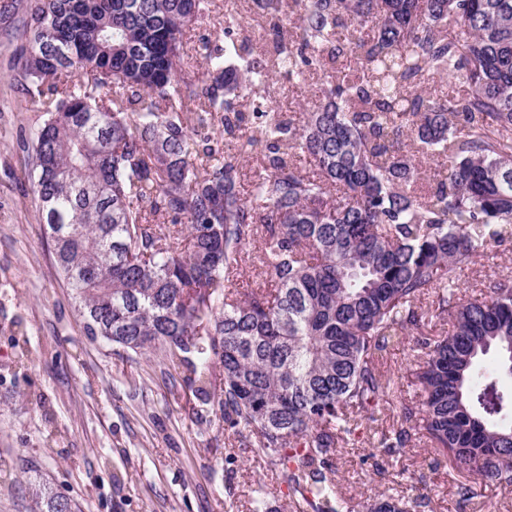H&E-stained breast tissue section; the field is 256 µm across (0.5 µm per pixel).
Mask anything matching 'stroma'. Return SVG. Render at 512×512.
<instances>
[{
	"label": "stroma",
	"mask_w": 512,
	"mask_h": 512,
	"mask_svg": "<svg viewBox=\"0 0 512 512\" xmlns=\"http://www.w3.org/2000/svg\"><path fill=\"white\" fill-rule=\"evenodd\" d=\"M30 3L15 0L0 22V512H33L42 489L79 512H253L260 488L267 512H297L250 433L215 415L217 393L200 391L192 367L86 336L24 177L31 138L45 120L27 109L25 82L12 68ZM223 24L224 0H212L190 28L186 83L198 84L204 72L200 39ZM500 276L512 277V249L492 246L464 271L461 298L484 297ZM270 285L257 247H247L228 289L247 294ZM433 300L429 293L420 303L418 333L393 338L377 355L394 406L363 419L360 438L341 443L332 459L340 490L355 507L393 495L423 497L420 512H512V485L478 484L463 498L469 473L432 448L421 425L400 456L378 446L399 427L397 406L420 399L418 337L448 331Z\"/></svg>",
	"instance_id": "35a3bbf8"
}]
</instances>
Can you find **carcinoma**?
<instances>
[{
	"instance_id": "1",
	"label": "carcinoma",
	"mask_w": 512,
	"mask_h": 512,
	"mask_svg": "<svg viewBox=\"0 0 512 512\" xmlns=\"http://www.w3.org/2000/svg\"><path fill=\"white\" fill-rule=\"evenodd\" d=\"M300 34L254 56L225 0L224 28L201 42L200 91L181 84L187 29L209 0H33L16 59L35 134L39 221L72 288L83 329L135 354L187 361L203 384L222 373L218 410L254 436L300 512H348L333 477L358 417L391 405L376 355L419 328L436 293L448 335L422 342L421 421L473 485H512V278L458 297L461 273L512 244V0H252ZM370 22L369 33L345 21ZM360 54L330 74L325 60ZM326 78V102L285 116L269 104L279 75ZM463 94L424 96L434 77ZM257 125L237 153L203 128ZM410 132L415 150L398 137ZM265 142L247 197L239 159ZM295 158L288 165L283 156ZM311 163L308 173L298 161ZM437 163L435 186L419 170ZM257 242L273 288L235 299L224 281ZM498 357L486 371L482 357ZM415 409L378 447L400 455ZM376 497L362 512H419ZM38 512H74L47 494Z\"/></svg>"
}]
</instances>
